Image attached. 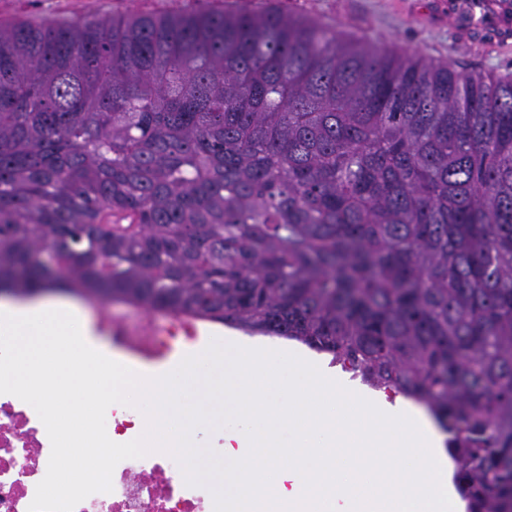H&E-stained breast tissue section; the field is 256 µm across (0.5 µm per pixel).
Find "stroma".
Listing matches in <instances>:
<instances>
[{"mask_svg":"<svg viewBox=\"0 0 512 512\" xmlns=\"http://www.w3.org/2000/svg\"><path fill=\"white\" fill-rule=\"evenodd\" d=\"M466 0H0V23L18 17L61 22L100 15H167L278 9L312 18L343 37L405 47L453 61L461 71L512 76V24L495 15L470 17Z\"/></svg>","mask_w":512,"mask_h":512,"instance_id":"obj_1","label":"stroma"}]
</instances>
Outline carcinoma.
<instances>
[{
  "instance_id": "cac0c4a2",
  "label": "carcinoma",
  "mask_w": 512,
  "mask_h": 512,
  "mask_svg": "<svg viewBox=\"0 0 512 512\" xmlns=\"http://www.w3.org/2000/svg\"><path fill=\"white\" fill-rule=\"evenodd\" d=\"M332 355L512 512V77L280 11L0 23V290Z\"/></svg>"
}]
</instances>
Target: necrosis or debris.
Listing matches in <instances>:
<instances>
[{
  "instance_id": "4bbe7bcc",
  "label": "necrosis or debris",
  "mask_w": 512,
  "mask_h": 512,
  "mask_svg": "<svg viewBox=\"0 0 512 512\" xmlns=\"http://www.w3.org/2000/svg\"><path fill=\"white\" fill-rule=\"evenodd\" d=\"M195 318L182 315L159 327L154 313L137 309L135 319L103 311L100 327L115 348L151 362L165 358L174 343L190 337ZM51 443L35 409L11 394H0V512H28L44 478ZM111 492L88 496L75 512H214L205 485L186 484L178 462L151 453L117 464Z\"/></svg>"
}]
</instances>
